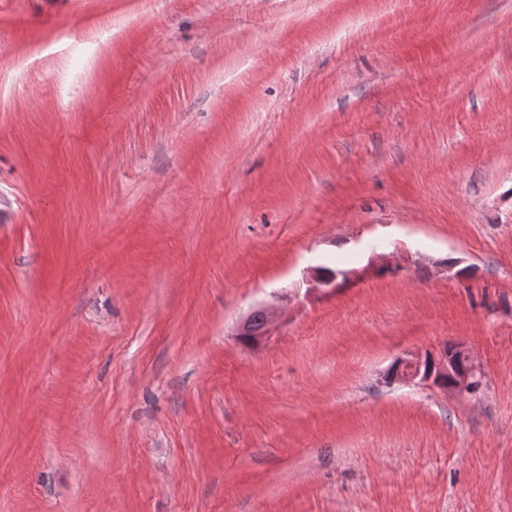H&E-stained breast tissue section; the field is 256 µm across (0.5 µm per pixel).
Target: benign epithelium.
<instances>
[{"mask_svg":"<svg viewBox=\"0 0 512 512\" xmlns=\"http://www.w3.org/2000/svg\"><path fill=\"white\" fill-rule=\"evenodd\" d=\"M401 367L391 373L393 381H419L421 384L440 386L448 380V389L463 392L476 388L478 371L470 353L462 343L453 346L438 355L432 353H413L400 359Z\"/></svg>","mask_w":512,"mask_h":512,"instance_id":"1","label":"benign epithelium"}]
</instances>
